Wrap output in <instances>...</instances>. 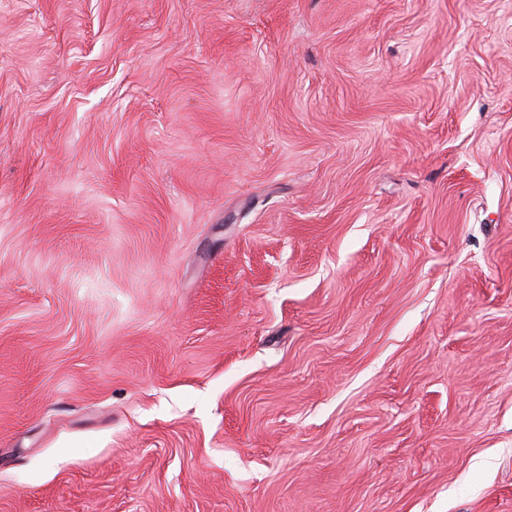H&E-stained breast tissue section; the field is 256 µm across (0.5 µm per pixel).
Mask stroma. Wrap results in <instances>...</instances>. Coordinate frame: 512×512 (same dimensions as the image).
<instances>
[{"label": "stroma", "instance_id": "35a3bbf8", "mask_svg": "<svg viewBox=\"0 0 512 512\" xmlns=\"http://www.w3.org/2000/svg\"><path fill=\"white\" fill-rule=\"evenodd\" d=\"M0 512H512V0H0Z\"/></svg>", "mask_w": 512, "mask_h": 512}]
</instances>
